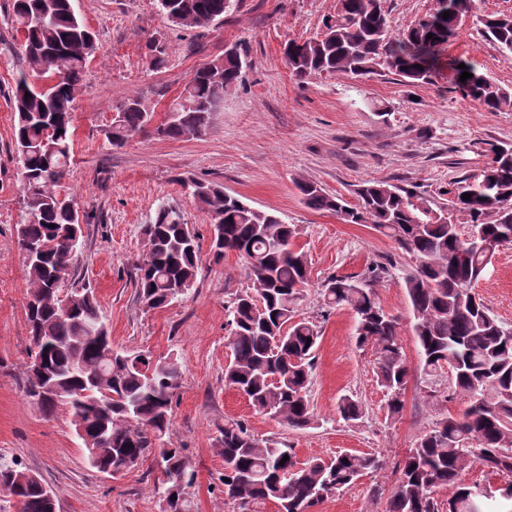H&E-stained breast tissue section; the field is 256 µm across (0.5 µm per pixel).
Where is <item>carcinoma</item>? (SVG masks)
I'll list each match as a JSON object with an SVG mask.
<instances>
[{"instance_id":"obj_1","label":"carcinoma","mask_w":512,"mask_h":512,"mask_svg":"<svg viewBox=\"0 0 512 512\" xmlns=\"http://www.w3.org/2000/svg\"><path fill=\"white\" fill-rule=\"evenodd\" d=\"M157 2L169 21L190 28L223 21L231 4V0ZM474 5L475 0H433L424 17L394 37L382 0H336V10L324 18L320 35L288 42L284 61L300 79L393 74L408 83L429 84L438 55L458 37ZM446 11L448 19L443 18ZM12 14L24 35L30 69L59 79L42 90L23 75L14 97L26 209L18 243L22 250L29 243L43 250L41 263L26 265L29 355L43 358L50 374L43 380L25 365L26 394L47 413L60 404L70 406L75 428L83 429L98 449L101 466L127 472L154 455L160 471L155 490L176 496L174 512H191L188 489L195 484L196 471L184 449L166 447L163 441L179 386L178 364L155 362L146 354L132 357L112 349L109 341L94 338L97 331L104 337L108 332L96 296L86 285L73 293L70 310L62 307L68 278L60 272L76 257L82 228L60 197L72 153L75 91L96 49L95 34L76 14L72 0H13ZM481 23L490 42L512 53V15H489ZM148 49L151 67H164L165 44L153 39ZM462 63L464 70L459 68ZM450 67L454 88L464 99L490 111L512 109V92L479 72L467 58H454ZM464 71L472 77L461 82ZM241 76L239 53L197 69L185 94L172 106L178 119L157 125L155 135L181 139L204 132L210 115L224 102V93L236 87ZM118 113L119 119L106 132L112 147H121L146 130L149 108L134 98L121 104ZM183 187L212 218L214 258L238 255L250 283L227 306L233 359L224 368L225 385L243 394L258 411L277 415L288 427H309L313 414L308 391L320 334L312 321L294 320L309 279L306 255L295 245L298 228L272 211L255 209L224 192L218 183L192 179ZM297 189L309 208L332 212L347 224H369L412 259L404 287L423 371L430 376L449 367L454 391L470 401L462 414L441 419L409 449L387 512H512V326L491 315L473 292V284L499 249L512 244V146H491L488 162L479 174L463 180L449 208L381 180L357 186L354 204L312 181L298 182ZM464 193L471 198H462ZM447 209L480 229L489 249L456 260L465 238L457 225L434 219V214L442 216ZM141 234L148 251L137 267V299L148 308H163L192 288L201 262L199 245L180 213L167 204L141 225ZM384 272L385 267L378 265L364 278L333 275L325 281L323 298L329 307L352 310L357 345L375 349L376 376L388 392L387 415L396 419L404 408L411 372L396 320L377 301L375 283ZM132 358L154 366L152 376L130 362ZM337 410L346 421L363 414L361 402L351 396L341 397ZM221 434L224 501L236 504L241 512L266 501L277 504L278 512H307L382 468L373 453L299 462L294 449L256 439L242 421H225ZM469 461L505 477L504 486L488 491L466 482L463 471ZM441 487L450 491L444 501L435 498ZM0 489L14 499L16 512H57V504L41 491V479L1 458Z\"/></svg>"}]
</instances>
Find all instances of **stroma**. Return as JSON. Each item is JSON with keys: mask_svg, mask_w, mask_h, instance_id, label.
Masks as SVG:
<instances>
[{"mask_svg": "<svg viewBox=\"0 0 512 512\" xmlns=\"http://www.w3.org/2000/svg\"><path fill=\"white\" fill-rule=\"evenodd\" d=\"M335 4L232 0L223 23L194 29L169 22L156 0H73L97 43L75 93L73 153L63 182L80 213L94 215L83 227L74 277L94 291L113 349L148 352L156 360L172 357L181 366L164 441L185 449L197 472L189 491L191 512H232L220 483L224 458L218 438L225 420L243 421L259 439L288 443L302 462L344 452L377 454L381 470L312 512H385L408 450L468 404L450 393V368L434 376L422 372L403 282L409 257L371 225L346 224L336 214L311 210L295 182H316L350 201L356 185L385 180L435 203H450L460 179L487 162L489 144L512 145V109L492 112L463 100L452 88L449 67L453 58L466 56L480 73L512 91V55L481 33L484 16L512 14V0H477L460 36L441 53L432 83L411 85L393 75L297 78L284 63V43L316 37ZM154 38L168 47L167 65L158 71L150 69L147 56ZM228 44L241 49L242 78L225 94L204 133L164 140L148 130L123 147L107 144L105 132L117 106L140 98L150 112L163 115L191 74L223 57ZM27 70L11 0H0V456L47 483L59 512H160L153 459L119 479L108 478L91 466L66 406L48 416L26 397L28 273L18 245L26 214L12 92ZM190 177L219 183L299 229L295 244L307 255L310 283L296 315L321 331L308 392L314 421L307 429L289 428L254 409L224 383V368L233 358L225 309L231 293L248 282L236 254L214 259L212 219L180 184ZM164 202L181 210L201 263L185 296L148 309L134 296L136 266L146 255L140 227ZM375 264L386 268L376 293L397 322L411 371L404 411L396 419L387 415L374 348L356 344L352 311L327 307L322 297L328 276L364 277ZM474 291L499 320L512 325V245L500 249ZM345 395L363 407L357 421H344L337 412Z\"/></svg>", "mask_w": 512, "mask_h": 512, "instance_id": "35a3bbf8", "label": "stroma"}]
</instances>
